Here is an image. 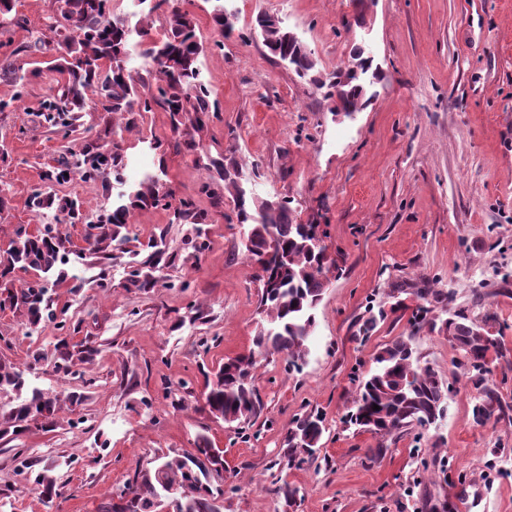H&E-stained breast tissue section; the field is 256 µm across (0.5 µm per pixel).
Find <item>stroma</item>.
<instances>
[{
	"mask_svg": "<svg viewBox=\"0 0 512 512\" xmlns=\"http://www.w3.org/2000/svg\"><path fill=\"white\" fill-rule=\"evenodd\" d=\"M219 1L236 16L227 38L211 20ZM189 9L216 104L199 149H153L172 137L161 108L131 124L113 119L108 129L91 112L88 138L119 148L125 181L55 188L94 217L123 184L160 174L173 193L169 206L135 211L129 226L143 241L165 236L154 287L133 288L124 260H71L59 302L72 340L97 350L80 379L33 362L53 328L0 309V360L24 368L45 393L86 395L52 425L31 421L0 437V512H97L112 490L202 436L224 451L223 471L210 478L224 491V512H512V0H375L362 16L354 0H191ZM264 12L296 33L327 73L364 45L382 72L376 97L354 118L336 120L331 102L254 38ZM19 63L40 74L17 111L0 113V188L9 198L0 246L18 227L54 223L55 210L34 213L27 199L66 144L35 114L56 78L44 54ZM220 153L238 161L256 196L289 201L298 222L319 225L338 265L305 364L295 370L285 355L266 356L254 381L263 409L232 424L210 413L206 377L250 347L259 282L232 199L216 204L200 191L208 157ZM184 200L204 217L205 251L175 216ZM427 283L454 293L452 303L434 305L436 320L463 310L500 338L502 352L487 359L509 409L476 425L462 353L446 335L423 331L415 346L451 388L448 416L439 428L382 440L344 417L356 377L374 370L386 343L409 334L423 304L415 291ZM371 308L384 309L385 320L367 340L355 339ZM310 411L325 425L316 460L279 468L288 428ZM381 445L386 454L373 458ZM18 455L49 470L51 491L16 470ZM424 458L447 462V475L417 480ZM280 478L299 487L296 506L274 493Z\"/></svg>",
	"mask_w": 512,
	"mask_h": 512,
	"instance_id": "obj_1",
	"label": "stroma"
}]
</instances>
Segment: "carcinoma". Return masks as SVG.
<instances>
[{
	"label": "carcinoma",
	"instance_id": "cac0c4a2",
	"mask_svg": "<svg viewBox=\"0 0 512 512\" xmlns=\"http://www.w3.org/2000/svg\"><path fill=\"white\" fill-rule=\"evenodd\" d=\"M110 0H66L65 12L46 19L39 28L30 26L23 15L12 14L13 0H0V16H11L10 24L32 34V39L17 45L7 41L9 50L0 54V80L16 88L14 100L26 94L30 77L37 71H25L18 58L47 49L55 42L57 56L52 70L60 80L39 104L37 116L48 127L68 138L77 131L76 122L84 111L86 96L95 97V110L107 115H131L151 112L159 106L169 113L174 139L179 151H194L197 137L204 132L211 112V91L201 77L200 56L203 45L196 38L194 14L179 4L171 11L166 27L157 35L142 26L136 30L112 21ZM214 27L223 35L235 29V20L224 8L213 10ZM256 24L267 26L264 46L278 60L286 63L293 57L294 72L309 80L327 98L340 94L345 107L360 111L367 104L356 79L336 86L337 72L324 73L308 49L288 42L286 30L272 21L269 14L256 18ZM139 42L132 43V36ZM137 45L149 60L146 75L134 76L126 69L124 60L130 48ZM120 154L97 142L86 143L81 150L71 148L57 160V166L47 175L50 182H68L74 177L87 184L107 181L109 175L120 179ZM205 168L223 182L213 190L214 198L229 193L235 204L238 222L247 224L252 235L247 237L246 258L257 265L261 283L260 315L262 321L245 353L229 357L218 368L207 385L206 404L210 412L228 423L251 419L260 409V400L253 385L254 371L261 359L271 352L283 353L288 365L298 368L309 352V341L316 317L315 311L327 288L330 271L326 248L314 246L319 240L318 225L296 222L288 201L270 205L264 199L247 195L236 179L238 165L226 162L224 155L207 158ZM171 197L158 181L149 176L128 192L112 199V207L95 218H84L74 200L59 197L47 187H38L29 197V207L39 213L56 208L63 221L85 225L86 251L91 255L105 254L115 259L119 254L132 252L135 236L121 233L127 227L131 211L155 207ZM68 240L59 224H44L31 232L25 227L16 229L7 247L0 250V286L6 292L5 301L25 310L32 325L53 324L59 332L54 345L55 367L64 375L76 377V361L91 356V348L69 349L67 319L58 315L56 288L66 278L64 266L70 250ZM163 241L151 238L152 249L142 266L132 271L131 284L151 288L164 250ZM17 270L33 271L36 279L12 290L11 274ZM429 308L420 307L413 316L412 330L385 345L374 357L375 369L359 384L353 410L347 416L349 425L366 428L385 438L407 428L427 430L437 426L448 411L449 387L430 366L414 357L413 341L424 328L435 330V321L427 318ZM444 333L462 352L473 374L470 380L477 390L473 420L484 425L499 419L504 405L497 386L489 379L487 354L500 347L498 337L479 327L460 311L448 318ZM26 387L25 372L0 363V389L9 388L22 393ZM58 397H49L34 387L29 396L10 409H0V436L40 416L53 420ZM379 409H373V405ZM325 431L321 415L310 412L296 419L285 438L283 458L288 467H300L309 462L319 447ZM224 469L223 451L211 446L202 437L194 452L172 458L141 476L130 485L112 494L110 501L98 512H155L162 493L173 487L182 489V498L174 501L175 512H222L223 491L211 486L210 472Z\"/></svg>",
	"mask_w": 512,
	"mask_h": 512
}]
</instances>
